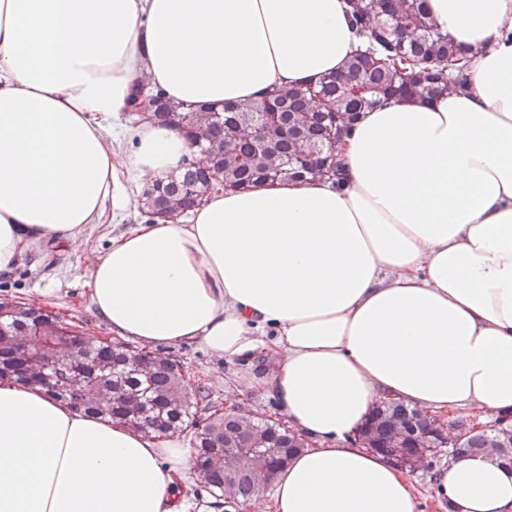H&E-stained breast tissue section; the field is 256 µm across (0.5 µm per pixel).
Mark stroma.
Listing matches in <instances>:
<instances>
[{"instance_id": "35a3bbf8", "label": "stroma", "mask_w": 512, "mask_h": 512, "mask_svg": "<svg viewBox=\"0 0 512 512\" xmlns=\"http://www.w3.org/2000/svg\"><path fill=\"white\" fill-rule=\"evenodd\" d=\"M142 219L132 201L107 209L82 242L68 247L47 242L32 246L13 271L0 274V301L46 309L88 335L119 343V336L95 315L85 280L95 257L106 250L112 235ZM161 351L182 361L186 379L194 387L205 388L217 405L245 407L279 417L276 403L254 384L251 370L225 363L196 345H165Z\"/></svg>"}]
</instances>
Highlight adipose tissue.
Masks as SVG:
<instances>
[{
	"mask_svg": "<svg viewBox=\"0 0 512 512\" xmlns=\"http://www.w3.org/2000/svg\"><path fill=\"white\" fill-rule=\"evenodd\" d=\"M468 45L472 90L392 100L321 180L218 191L190 222L112 238L96 315L147 345L196 344L253 380L312 441L274 478L273 512H421L406 471L353 445L374 404L512 416V0H427ZM342 0H0V273L31 244L80 240L189 147L170 127L112 143L140 80L221 106L341 71ZM191 451L0 384V512H194ZM454 512H512V467L462 455L430 484Z\"/></svg>",
	"mask_w": 512,
	"mask_h": 512,
	"instance_id": "ef3b65f1",
	"label": "adipose tissue"
}]
</instances>
